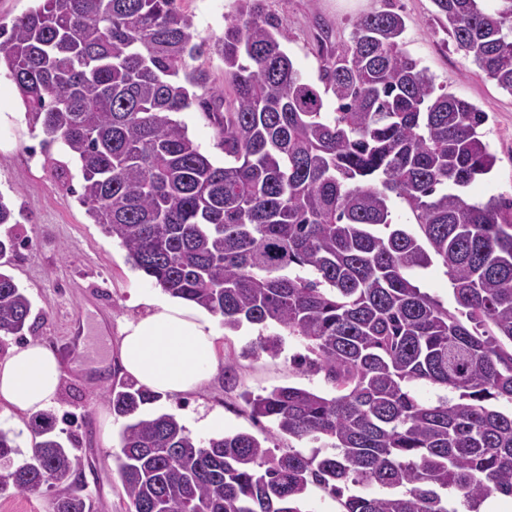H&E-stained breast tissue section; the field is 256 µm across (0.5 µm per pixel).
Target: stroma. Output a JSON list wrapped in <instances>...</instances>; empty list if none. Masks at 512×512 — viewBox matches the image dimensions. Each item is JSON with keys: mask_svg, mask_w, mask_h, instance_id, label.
<instances>
[{"mask_svg": "<svg viewBox=\"0 0 512 512\" xmlns=\"http://www.w3.org/2000/svg\"><path fill=\"white\" fill-rule=\"evenodd\" d=\"M192 16L195 40H211L224 31V18L234 0H182ZM266 8L288 29V55L295 69L317 81L319 38L337 47L349 44L356 21L364 14L390 9L406 23L404 41L410 54L428 68L437 85L487 112L485 140L497 162L488 176L477 179L473 199L512 198V95L486 77L457 50L434 18L432 0H267ZM40 126L29 122L14 85L0 77V194L10 200L15 221L1 225L18 241L15 253L0 269L13 276L32 302L31 320L38 341L55 351L62 364L60 394L48 409L56 416L60 438L77 435L83 459L81 484L93 512H127V498L116 472L122 423L102 399L116 366L119 325L138 312V294L162 290L132 268L125 250L93 224L79 202L83 178L78 166L58 179L46 167ZM260 328L243 325L219 341L220 361H233V376L216 372L201 388L179 398L146 405L145 413H170L178 420L205 419L219 411L224 431H245L264 446L311 453L306 441L289 442L269 421L254 422L247 394H265L280 387H303L321 394L331 388L322 375L301 373L293 363L300 339L288 336L277 357L255 354Z\"/></svg>", "mask_w": 512, "mask_h": 512, "instance_id": "35a3bbf8", "label": "stroma"}]
</instances>
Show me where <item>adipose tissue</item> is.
<instances>
[{
	"label": "adipose tissue",
	"mask_w": 512,
	"mask_h": 512,
	"mask_svg": "<svg viewBox=\"0 0 512 512\" xmlns=\"http://www.w3.org/2000/svg\"><path fill=\"white\" fill-rule=\"evenodd\" d=\"M144 315L120 330L117 361L128 377L162 396L196 392L219 368L213 317L179 298L140 296ZM61 367L54 351L27 342L0 357V404L36 413L55 402Z\"/></svg>",
	"instance_id": "obj_1"
}]
</instances>
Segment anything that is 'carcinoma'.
<instances>
[{
	"instance_id": "1",
	"label": "carcinoma",
	"mask_w": 512,
	"mask_h": 512,
	"mask_svg": "<svg viewBox=\"0 0 512 512\" xmlns=\"http://www.w3.org/2000/svg\"><path fill=\"white\" fill-rule=\"evenodd\" d=\"M0 22V74L44 134L80 167V202L131 266L224 328L274 325L304 340L295 360L322 373L248 395L251 416L319 444L281 454L252 434L201 441L158 396L114 380L125 418L116 466L128 512H302L319 490L340 512H479L512 496V199L465 189L496 164L488 115L435 84L391 10L360 17L349 45L320 40L319 83L288 56L265 0H236L224 33L194 41L178 0H36ZM456 47L512 95V0H433ZM224 60V87L191 62ZM335 108L325 111L324 95ZM196 105L224 164L177 115ZM400 201L410 227L393 222ZM438 259L455 309L414 274ZM32 303L0 271L4 338L33 334ZM281 334L260 336L277 356ZM446 391L421 401L414 387ZM35 417L29 459L0 491L64 487L52 512H91L81 457ZM372 485L383 488L373 496Z\"/></svg>"
}]
</instances>
